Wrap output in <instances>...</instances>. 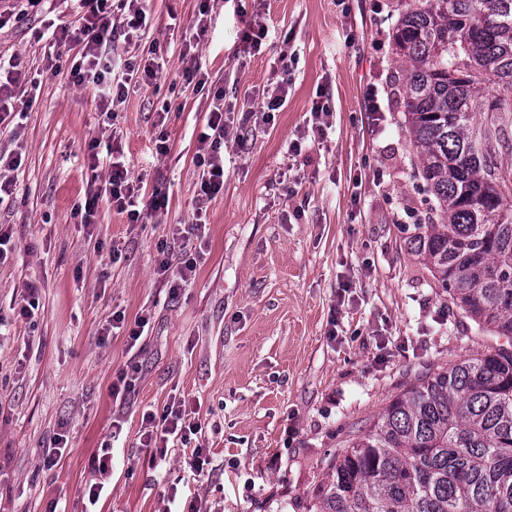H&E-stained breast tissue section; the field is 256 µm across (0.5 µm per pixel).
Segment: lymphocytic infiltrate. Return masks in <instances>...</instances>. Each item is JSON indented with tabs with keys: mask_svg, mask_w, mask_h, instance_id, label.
Returning a JSON list of instances; mask_svg holds the SVG:
<instances>
[{
	"mask_svg": "<svg viewBox=\"0 0 512 512\" xmlns=\"http://www.w3.org/2000/svg\"><path fill=\"white\" fill-rule=\"evenodd\" d=\"M81 34V48L73 57L69 79L79 86L93 87L98 95L97 108L106 118H113L115 109L129 95L132 83H150L162 74L163 65L156 47L139 45L137 32L146 22L144 0H71ZM209 0H200L196 30L183 42V75L186 82L204 88L208 77L198 64L197 50L207 30ZM134 47L135 52L124 62L121 78H113L112 62L104 52L105 46L116 40ZM40 85L38 73L29 71L20 61L0 62V131L12 138L22 135L23 125L17 122V103L26 93ZM229 135V124L224 117V91L216 89L209 105L207 121L198 135L196 162L201 170L199 189L195 197L197 214H205L209 203L224 191V141ZM103 193L117 212L127 214L130 223H137L141 215L163 209L165 200L160 195L144 198L138 180L124 161H110L104 180ZM182 400L172 401L167 407L161 430H154L153 414H144L147 425L146 443L155 447L156 454L166 456L168 443L186 440L198 434L200 427L185 420Z\"/></svg>",
	"mask_w": 512,
	"mask_h": 512,
	"instance_id": "1",
	"label": "lymphocytic infiltrate"
}]
</instances>
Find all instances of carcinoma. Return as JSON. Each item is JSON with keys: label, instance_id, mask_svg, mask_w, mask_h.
<instances>
[{"label": "carcinoma", "instance_id": "1", "mask_svg": "<svg viewBox=\"0 0 512 512\" xmlns=\"http://www.w3.org/2000/svg\"><path fill=\"white\" fill-rule=\"evenodd\" d=\"M416 176L404 224L450 303L510 340L416 377L330 465L319 512H512V0H401Z\"/></svg>", "mask_w": 512, "mask_h": 512}]
</instances>
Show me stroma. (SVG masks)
Masks as SVG:
<instances>
[{"label": "stroma", "mask_w": 512, "mask_h": 512, "mask_svg": "<svg viewBox=\"0 0 512 512\" xmlns=\"http://www.w3.org/2000/svg\"><path fill=\"white\" fill-rule=\"evenodd\" d=\"M198 6L146 0L141 39L158 44L165 68L118 106L111 128L93 89L47 70L37 34L74 24L68 0L0 28V58L44 73L21 137L0 133V148L23 161L15 196L0 203L16 246L0 265V512H314L329 463L391 398L420 372L500 342L461 317L400 231L424 221L431 200L391 90L394 25L374 20L396 15V0H212L198 61L224 89L232 140L195 274L170 294L157 247L197 219L207 120V93L185 83L181 56ZM254 20L267 30L257 51L242 40ZM280 82L286 102L265 120L263 93ZM372 85L379 121L366 107ZM321 93L332 117L317 138ZM112 149L167 207L133 224L102 199L84 225L79 210ZM29 283L39 303L30 320L17 312ZM116 312L127 326L150 314L140 347L126 330L109 334ZM134 361L141 373L117 418L112 384ZM176 398L202 430L151 457L142 416L162 417ZM57 439L61 459L45 467ZM106 443L112 472L92 506L89 461Z\"/></svg>", "instance_id": "35a3bbf8"}]
</instances>
